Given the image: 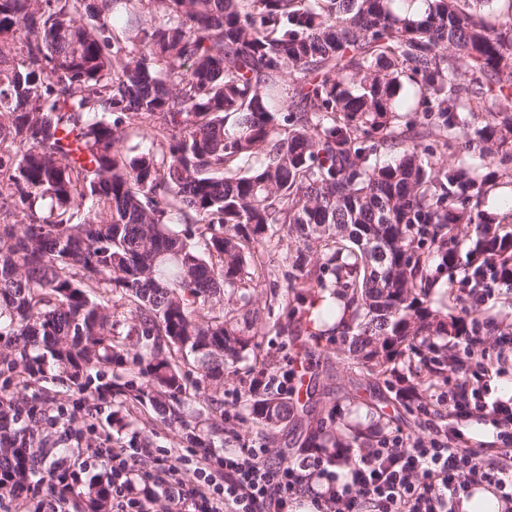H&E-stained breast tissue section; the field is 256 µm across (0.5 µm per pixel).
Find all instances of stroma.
Segmentation results:
<instances>
[{"instance_id": "1", "label": "stroma", "mask_w": 512, "mask_h": 512, "mask_svg": "<svg viewBox=\"0 0 512 512\" xmlns=\"http://www.w3.org/2000/svg\"><path fill=\"white\" fill-rule=\"evenodd\" d=\"M295 247L294 238L282 233L259 250L258 262L268 269L269 274L258 280L250 294L253 306L262 314V330L257 348L237 363L233 373L225 376L221 406L211 405V387L196 365L184 364L195 395L185 403L183 423L171 425L160 420L148 405L130 408L116 399L107 403L99 401L92 417L95 427L89 434L90 447L80 448L76 453L60 454V461L67 465L87 462L93 449L128 441L135 434L148 449L138 467L153 473L185 453L188 447L186 435L192 431L208 436L213 452L218 455L235 447L238 438L263 437L271 450L272 461L276 462L284 455L296 457L309 437L312 423L326 417L333 409L346 417L363 414L368 421V430L379 429L386 435L424 437L430 426L448 424V413L443 410L425 418L423 426H415L414 416L395 400L383 382H370L359 375L352 355L341 351L335 337L311 335L305 326L295 327L285 336L276 333L273 323L278 312L277 303L288 291V269L283 264V256ZM291 354L300 356L306 364L316 391L296 419L270 431L250 414V383L259 369L270 363L284 362ZM87 472L94 477L100 475L102 469L88 464Z\"/></svg>"}]
</instances>
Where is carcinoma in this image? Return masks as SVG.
<instances>
[{
    "label": "carcinoma",
    "instance_id": "obj_1",
    "mask_svg": "<svg viewBox=\"0 0 512 512\" xmlns=\"http://www.w3.org/2000/svg\"><path fill=\"white\" fill-rule=\"evenodd\" d=\"M394 2L0 0V375L31 392L0 391V499L45 485L109 512L108 481L39 475L57 423L43 382L182 421L185 360L219 394L256 347L259 311L240 307L282 230L299 246L280 334L340 337L397 393L448 383L457 348L437 339L463 320L433 305L430 266L459 288L490 256L512 268V230L482 209L512 152L480 175L432 147L512 145V0L498 28L483 9L499 0ZM133 120L158 149L125 146ZM251 396L270 431L295 417Z\"/></svg>",
    "mask_w": 512,
    "mask_h": 512
}]
</instances>
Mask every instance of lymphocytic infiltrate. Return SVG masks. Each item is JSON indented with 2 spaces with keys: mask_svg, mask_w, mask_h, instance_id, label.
Here are the masks:
<instances>
[{
  "mask_svg": "<svg viewBox=\"0 0 512 512\" xmlns=\"http://www.w3.org/2000/svg\"><path fill=\"white\" fill-rule=\"evenodd\" d=\"M483 329V321L472 318L456 339V380L440 396L455 426L413 442L396 435L357 449L347 482H339L336 459L322 448L300 449L284 465L269 460L260 440L243 438L223 458L194 450L160 472L141 475L142 448L121 443L97 458L112 474L117 512H153L161 494L179 503L193 500L198 512H291L301 497L315 512H459L462 497L478 486L494 488L512 512V399L495 398L491 389L512 359V336L499 337L492 351ZM475 415L496 429L500 446L494 453L471 447L459 429ZM188 467L198 477L190 487L183 480Z\"/></svg>",
  "mask_w": 512,
  "mask_h": 512,
  "instance_id": "f902f5d3",
  "label": "lymphocytic infiltrate"
}]
</instances>
